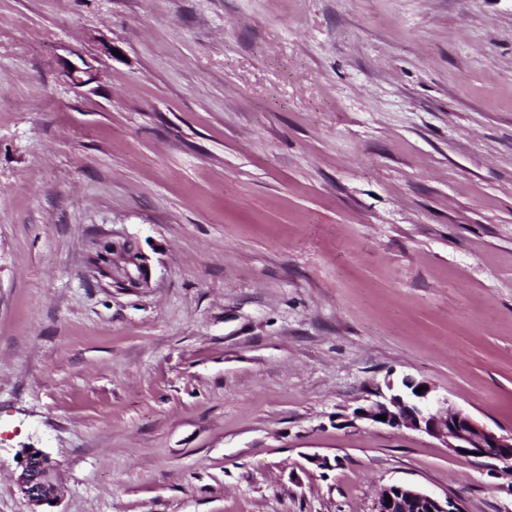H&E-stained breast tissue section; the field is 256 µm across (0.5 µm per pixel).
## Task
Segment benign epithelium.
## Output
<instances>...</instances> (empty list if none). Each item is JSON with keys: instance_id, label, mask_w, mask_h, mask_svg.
I'll return each instance as SVG.
<instances>
[{"instance_id": "7a95c632", "label": "benign epithelium", "mask_w": 512, "mask_h": 512, "mask_svg": "<svg viewBox=\"0 0 512 512\" xmlns=\"http://www.w3.org/2000/svg\"><path fill=\"white\" fill-rule=\"evenodd\" d=\"M107 248L111 266L121 262L133 266L128 275L135 281V289L146 288L150 282L148 256L138 243L130 238L93 240L90 250ZM422 393H416L418 388ZM377 400L367 407H359L354 416L393 428H407L424 432L444 444L456 456L495 459L512 465V434H501L479 423L469 414L449 404L448 397L440 396L425 381L406 375L398 382L386 381V390H376ZM386 416L385 420L378 416ZM55 467L50 458L38 448L23 450L21 471L17 485L27 502L38 508L52 506L58 499L59 488L54 478ZM391 500H386V497ZM374 512H461L453 498L439 497L415 487L392 483L383 487L377 496Z\"/></svg>"}]
</instances>
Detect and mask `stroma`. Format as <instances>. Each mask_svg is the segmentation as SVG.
Segmentation results:
<instances>
[{
	"label": "stroma",
	"mask_w": 512,
	"mask_h": 512,
	"mask_svg": "<svg viewBox=\"0 0 512 512\" xmlns=\"http://www.w3.org/2000/svg\"><path fill=\"white\" fill-rule=\"evenodd\" d=\"M406 375L512 432V0H0V512H512ZM103 247L111 252L107 254V257L112 267L116 265L120 268L126 267L128 275L135 281L136 286L133 289L140 290L148 287L150 282L149 259L136 241L130 238L109 241L94 239L91 242L90 252L101 250ZM121 260L127 264L123 266ZM129 265H133V272L129 270ZM420 387L425 390L418 394L416 390ZM386 389L384 393L377 388L375 396L380 400L357 408L354 416L393 428L424 432L441 441L456 456L495 459L505 464L510 472L512 434H501L479 423L450 405L447 396L435 394L427 382L409 375L398 382L387 380ZM378 415H386V420L377 419ZM55 467L50 458L38 448L23 450L17 485L27 502L34 507H53L59 488L54 478ZM55 501V504H52ZM386 496L392 502H387ZM374 512H461V509L448 496L442 498L406 484L392 483L379 491Z\"/></svg>",
	"instance_id": "obj_1"
}]
</instances>
